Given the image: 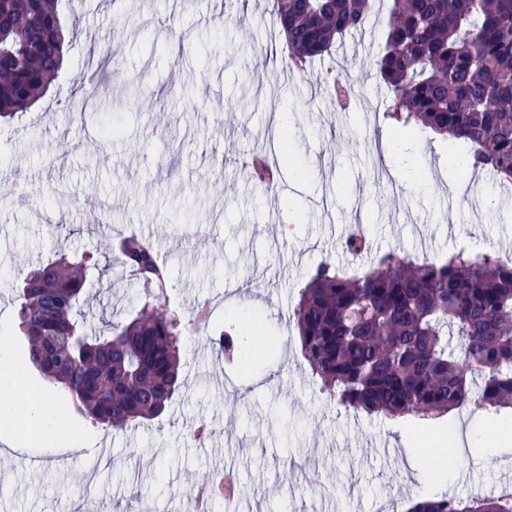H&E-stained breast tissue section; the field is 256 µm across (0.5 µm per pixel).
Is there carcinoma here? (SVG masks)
<instances>
[{"instance_id": "carcinoma-1", "label": "carcinoma", "mask_w": 512, "mask_h": 512, "mask_svg": "<svg viewBox=\"0 0 512 512\" xmlns=\"http://www.w3.org/2000/svg\"><path fill=\"white\" fill-rule=\"evenodd\" d=\"M61 0H0V120L32 107L58 76L68 32ZM288 66L329 52L361 29L373 0H270ZM375 65L388 94L384 117L405 135H450L470 166L512 182V0H391ZM270 180L276 165L252 159ZM358 230L344 249H369ZM121 264L137 290L133 316L103 320L90 333L89 288L108 265L92 251L64 254L33 269L17 295L30 364L66 390L91 423L122 432L162 415L181 381V339L196 322L168 310V267L135 235L120 242ZM292 322L301 354L323 391L369 415L434 418L474 404L512 409V262L464 250L420 261L396 249L346 274L325 261L306 277ZM463 342L461 353L448 337ZM217 358L248 369L268 355L223 331ZM407 512H512V495L421 499Z\"/></svg>"}]
</instances>
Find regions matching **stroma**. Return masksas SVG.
<instances>
[{
	"mask_svg": "<svg viewBox=\"0 0 512 512\" xmlns=\"http://www.w3.org/2000/svg\"><path fill=\"white\" fill-rule=\"evenodd\" d=\"M79 34L62 71L22 118L0 122V334L25 361L15 297L27 272L54 254L98 248L110 262L89 292L90 327L130 315L135 290L118 261L121 239L137 234L170 270V303L213 300L217 309L180 350L184 384L159 418L112 433L78 414L69 394L28 369L66 426L84 435L77 448H11L0 441V512H183L188 475L216 463L238 473L245 512H393V502L505 490L512 440L477 411L416 420L353 412L325 394L304 364L289 319L299 286L323 260L353 270L397 248L430 259L465 248L501 253L512 241V201L490 171L471 177L458 201L448 197L455 140L407 141L404 153L381 147L389 124L371 107L385 94L375 59L384 44L387 0H375L364 32L337 40L305 72L288 68L267 0H66ZM112 40L111 70L96 68L94 45ZM343 73L357 96L336 111L322 80ZM84 78L99 105L72 110ZM291 134L272 190L241 164L278 149V118ZM421 170L414 191L405 180ZM64 231H54L57 223ZM370 250L343 248L351 230ZM236 325L247 343L273 341L250 373L218 360L209 339ZM205 420L210 447L187 441ZM458 429L479 444L442 480L409 472L407 448L421 431ZM395 448L386 460L361 443ZM49 456L40 488L28 487L22 460ZM298 477L286 490L285 476Z\"/></svg>",
	"mask_w": 512,
	"mask_h": 512,
	"instance_id": "35a3bbf8",
	"label": "stroma"
}]
</instances>
